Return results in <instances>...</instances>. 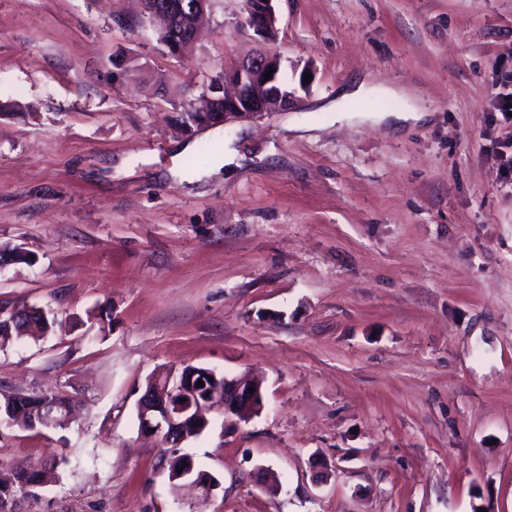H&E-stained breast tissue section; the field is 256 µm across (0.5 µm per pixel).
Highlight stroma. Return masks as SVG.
Segmentation results:
<instances>
[{"label":"stroma","instance_id":"stroma-1","mask_svg":"<svg viewBox=\"0 0 512 512\" xmlns=\"http://www.w3.org/2000/svg\"><path fill=\"white\" fill-rule=\"evenodd\" d=\"M276 12L268 40L213 0L177 58L137 0H0V245L30 257L0 305L58 321L0 351V393L84 405L0 427V461H69L37 512H186L136 413L185 365L262 382L253 418L179 447L219 483L200 512H512V0ZM259 51L295 109L175 131ZM361 80L392 93L343 98ZM189 367H194L199 373L207 370L206 367L188 365V366H184L180 369H169L165 372L161 371L157 375H154L151 378L147 379L145 389L143 390V393L141 394V396L139 397L137 402L142 401L143 399L149 398L150 395L154 394V391L156 388V385L153 383L154 381H159V380H161L162 382L166 381L168 379V377L171 376V374H172V376L168 379V382L166 383V391L169 392L171 395H173L179 387V380L174 376L173 373H175V375L179 378L183 374V372L186 370V368H189Z\"/></svg>","mask_w":512,"mask_h":512}]
</instances>
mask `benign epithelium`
Masks as SVG:
<instances>
[{
  "label": "benign epithelium",
  "instance_id": "1",
  "mask_svg": "<svg viewBox=\"0 0 512 512\" xmlns=\"http://www.w3.org/2000/svg\"><path fill=\"white\" fill-rule=\"evenodd\" d=\"M212 0H191L175 4L171 0H140L142 17L147 19L155 30L167 33L179 32L172 38H165L164 45L172 55L178 54L192 42L199 25ZM274 2L276 0H253L247 11L245 25L258 36L271 32L276 24ZM274 70L272 77L265 73ZM283 69L282 58L270 52L259 53L238 65L224 70L219 84L211 87V96L205 106L190 111L194 118L179 126L183 133L194 134L204 128L225 125L232 119L260 117L272 110H286L296 101V92L288 90L279 80ZM215 378L224 381V398L208 397L197 403L173 402L168 394L179 387V380L172 376L166 383V392L159 395L151 408L138 405L141 416L140 431L161 440L179 436L185 440L191 426L203 427L209 424L206 417L215 403H220L224 415L246 421L257 414L263 404L261 386L242 377H228L212 371ZM254 392H249V389Z\"/></svg>",
  "mask_w": 512,
  "mask_h": 512
}]
</instances>
